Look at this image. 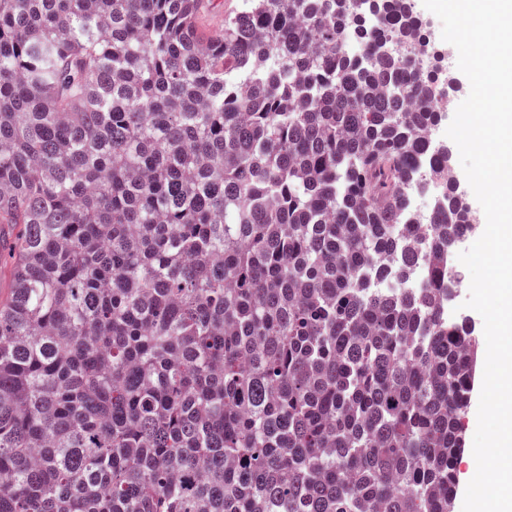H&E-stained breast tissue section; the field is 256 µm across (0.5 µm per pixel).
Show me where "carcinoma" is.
Listing matches in <instances>:
<instances>
[{"instance_id": "carcinoma-1", "label": "carcinoma", "mask_w": 512, "mask_h": 512, "mask_svg": "<svg viewBox=\"0 0 512 512\" xmlns=\"http://www.w3.org/2000/svg\"><path fill=\"white\" fill-rule=\"evenodd\" d=\"M199 5L0 0V512H454L456 77L412 0ZM197 26L205 37L224 33V19L241 10L245 0H202Z\"/></svg>"}]
</instances>
